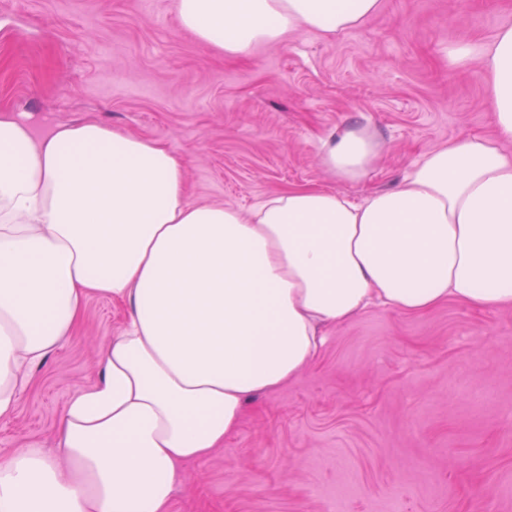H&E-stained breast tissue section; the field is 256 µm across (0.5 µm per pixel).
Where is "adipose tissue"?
Returning a JSON list of instances; mask_svg holds the SVG:
<instances>
[{"instance_id":"ef3b65f1","label":"adipose tissue","mask_w":512,"mask_h":512,"mask_svg":"<svg viewBox=\"0 0 512 512\" xmlns=\"http://www.w3.org/2000/svg\"><path fill=\"white\" fill-rule=\"evenodd\" d=\"M381 0H176L180 24L237 57L284 36L363 24ZM487 62L497 134L427 152L396 187L355 200L289 188L249 210L198 204L184 158L96 122L36 137L0 119V418L28 371L73 334L90 295L129 320L58 427V460H0V512H169L183 463L222 447L250 398L319 356L327 326L375 301L512 309V26L450 50ZM383 149L332 133L320 164L364 179Z\"/></svg>"}]
</instances>
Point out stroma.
<instances>
[{"label": "stroma", "instance_id": "35a3bbf8", "mask_svg": "<svg viewBox=\"0 0 512 512\" xmlns=\"http://www.w3.org/2000/svg\"><path fill=\"white\" fill-rule=\"evenodd\" d=\"M503 26L512 0H382L358 28L231 58L180 25L175 0H0V115L161 142L186 157L201 204L247 209L304 186L359 198L441 144L493 134L484 61L460 70L448 51ZM351 125L383 144L356 184L318 165L323 141ZM127 318L88 299L0 419V458L31 443L54 453L67 403L99 381ZM170 512H512V310L374 305L327 327L310 368L183 464Z\"/></svg>", "mask_w": 512, "mask_h": 512}]
</instances>
